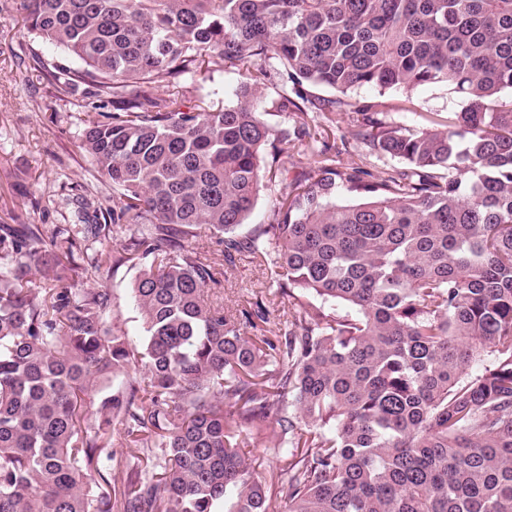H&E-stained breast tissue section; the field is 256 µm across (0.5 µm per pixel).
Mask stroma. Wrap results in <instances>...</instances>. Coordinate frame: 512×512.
Listing matches in <instances>:
<instances>
[{"label":"stroma","instance_id":"1","mask_svg":"<svg viewBox=\"0 0 512 512\" xmlns=\"http://www.w3.org/2000/svg\"><path fill=\"white\" fill-rule=\"evenodd\" d=\"M17 3L0 0V223L34 224L47 234L74 223L80 214L95 223L100 208L112 204V183L84 156L79 143L89 121L99 119L101 100L82 87L69 95L56 91L38 59L45 56L66 65L71 59L28 33ZM240 81L234 71L208 69L187 81L186 96L202 95L219 107L232 105ZM347 100L375 103L385 121L413 127L426 126L431 113L463 106L443 84L409 92L362 87ZM313 116L323 137L340 144L337 164L359 157L372 167L393 166V159L354 138L355 113L317 110ZM135 276V270L123 267L105 274L98 285L111 290L114 323L137 347L143 329L131 295ZM253 298L262 299L275 315L290 306L277 293L267 267L237 257L224 281V305L233 309Z\"/></svg>","mask_w":512,"mask_h":512}]
</instances>
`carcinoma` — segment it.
<instances>
[{"instance_id":"cac0c4a2","label":"carcinoma","mask_w":512,"mask_h":512,"mask_svg":"<svg viewBox=\"0 0 512 512\" xmlns=\"http://www.w3.org/2000/svg\"><path fill=\"white\" fill-rule=\"evenodd\" d=\"M19 7L75 62L60 91L88 83L112 106L81 149L112 181V233L137 230L81 268L79 240L106 226L0 224V512H512V0ZM205 62L242 76L236 104L184 106ZM274 81L289 126L264 118ZM437 84L464 106L433 129L351 105L388 169L336 165L307 112L308 86ZM264 172L280 199L242 234ZM202 228L221 254L191 245ZM244 253L289 318L205 298ZM124 266L138 348L110 329L108 289L63 284ZM116 435L139 450L118 498L99 482ZM155 447L164 464L142 466Z\"/></svg>"}]
</instances>
